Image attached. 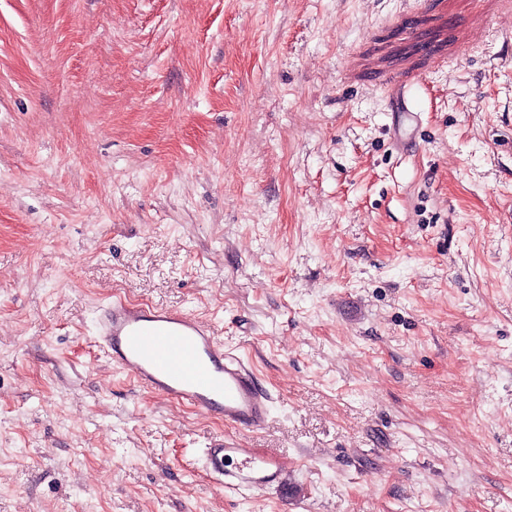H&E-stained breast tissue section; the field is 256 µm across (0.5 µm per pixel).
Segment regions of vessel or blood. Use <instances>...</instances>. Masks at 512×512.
Here are the masks:
<instances>
[{"label":"vessel or blood","instance_id":"1","mask_svg":"<svg viewBox=\"0 0 512 512\" xmlns=\"http://www.w3.org/2000/svg\"><path fill=\"white\" fill-rule=\"evenodd\" d=\"M98 327L100 347L138 386L203 415L220 413L234 428L259 431L269 422L271 397L254 371L193 314L115 301L103 310ZM205 468L231 492L286 484L282 459L255 448L213 444L205 450Z\"/></svg>","mask_w":512,"mask_h":512}]
</instances>
